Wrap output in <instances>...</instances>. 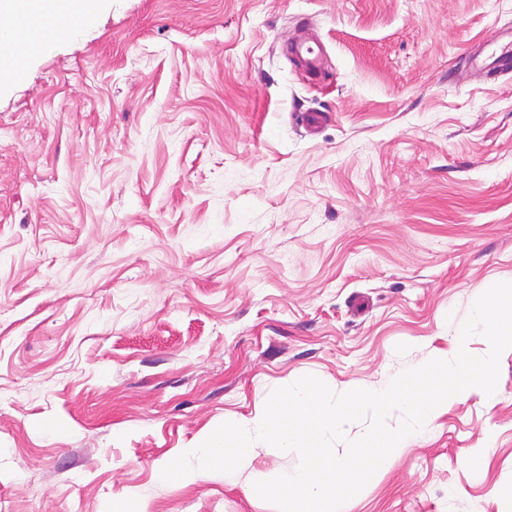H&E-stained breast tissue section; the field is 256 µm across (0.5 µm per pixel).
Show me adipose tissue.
Returning a JSON list of instances; mask_svg holds the SVG:
<instances>
[{
  "mask_svg": "<svg viewBox=\"0 0 512 512\" xmlns=\"http://www.w3.org/2000/svg\"><path fill=\"white\" fill-rule=\"evenodd\" d=\"M94 0H0V23L12 34L10 48L21 55L26 46H48L66 34L76 19H86Z\"/></svg>",
  "mask_w": 512,
  "mask_h": 512,
  "instance_id": "adipose-tissue-1",
  "label": "adipose tissue"
}]
</instances>
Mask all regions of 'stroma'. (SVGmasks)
Returning a JSON list of instances; mask_svg holds the SVG:
<instances>
[{"label":"stroma","mask_w":512,"mask_h":512,"mask_svg":"<svg viewBox=\"0 0 512 512\" xmlns=\"http://www.w3.org/2000/svg\"><path fill=\"white\" fill-rule=\"evenodd\" d=\"M306 26L319 75L283 35ZM512 0H98L0 83V512H277L158 466L312 374L454 355L512 282ZM318 112L321 123L303 118ZM346 512H512V348ZM510 35V39H509ZM492 63L500 72L512 71V36L510 31L501 34L492 42Z\"/></svg>","instance_id":"35a3bbf8"}]
</instances>
